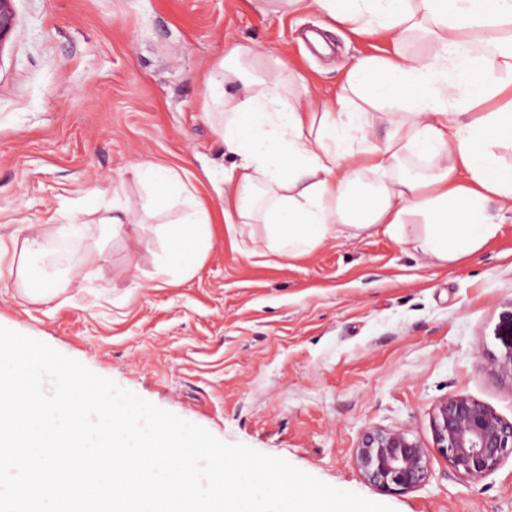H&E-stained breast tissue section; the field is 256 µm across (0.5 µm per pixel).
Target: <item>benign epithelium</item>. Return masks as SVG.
<instances>
[{
	"instance_id": "1",
	"label": "benign epithelium",
	"mask_w": 512,
	"mask_h": 512,
	"mask_svg": "<svg viewBox=\"0 0 512 512\" xmlns=\"http://www.w3.org/2000/svg\"><path fill=\"white\" fill-rule=\"evenodd\" d=\"M12 0H0V43L14 28ZM505 351L480 352L482 368L512 386V310L504 313ZM437 452L458 475L478 481L512 457V422L483 403L460 394L441 400L432 414ZM354 464L364 480L381 492L411 491L431 473L430 450L402 429L367 430L354 449Z\"/></svg>"
}]
</instances>
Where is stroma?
<instances>
[{
	"mask_svg": "<svg viewBox=\"0 0 512 512\" xmlns=\"http://www.w3.org/2000/svg\"><path fill=\"white\" fill-rule=\"evenodd\" d=\"M0 43V232L95 224L113 194L138 209V242L104 240L100 272L31 302L0 286V326L43 341L228 443L287 460L395 512H512V458L479 481L436 453L425 486L390 494L353 460L371 428L434 446L431 414L450 394L512 421V388L478 365L512 310V218L472 256L439 267L381 229L288 258L241 253L214 227L196 275L154 287L164 255L143 162L186 168L210 208L225 155L204 79L227 49L257 47L283 76L330 95L360 56L435 55L417 35L342 29L314 48L315 10L259 12L253 0H13Z\"/></svg>",
	"mask_w": 512,
	"mask_h": 512,
	"instance_id": "35a3bbf8",
	"label": "stroma"
}]
</instances>
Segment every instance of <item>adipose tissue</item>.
Segmentation results:
<instances>
[{"label": "adipose tissue", "mask_w": 512, "mask_h": 512, "mask_svg": "<svg viewBox=\"0 0 512 512\" xmlns=\"http://www.w3.org/2000/svg\"><path fill=\"white\" fill-rule=\"evenodd\" d=\"M289 10L325 15L326 29L405 37L419 32L440 44L433 56L360 57L334 95L285 90L279 67L249 78L241 69L259 58L249 45L229 49L209 98L224 102L218 133L237 163L224 169L209 211L187 200L179 173L152 162L135 174L155 198L181 203L159 228L165 254L158 285L193 278L206 258L213 225L262 224L263 253L299 257L324 240L372 228L413 243L431 264L448 266L478 251L512 214V0H283ZM240 93L225 98L224 88ZM506 99V108L472 117L474 98ZM99 224H69L47 236L23 224L0 234V281L18 274L26 296L47 302L58 281L88 279L99 253L73 254V240L92 233L136 241L140 222L129 204Z\"/></svg>", "instance_id": "ef3b65f1"}]
</instances>
